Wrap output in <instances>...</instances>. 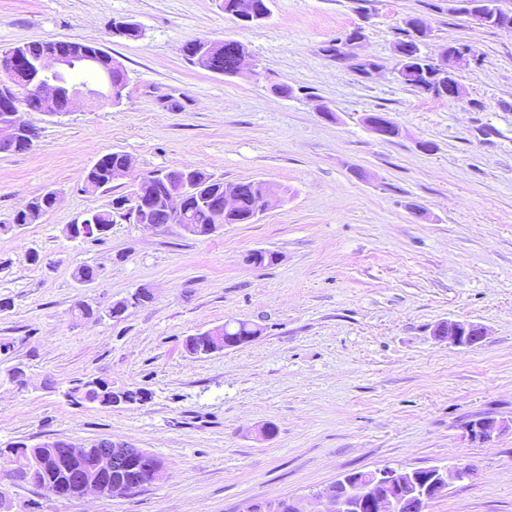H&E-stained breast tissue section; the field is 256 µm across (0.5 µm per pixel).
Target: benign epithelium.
<instances>
[{
	"mask_svg": "<svg viewBox=\"0 0 512 512\" xmlns=\"http://www.w3.org/2000/svg\"><path fill=\"white\" fill-rule=\"evenodd\" d=\"M31 68L26 56L16 47L11 51L0 54V77L9 78L17 66ZM69 68L65 57L50 49L40 59L37 71L32 73L33 89L42 101L43 112L48 114L60 113L58 99L60 83L56 77ZM427 77L432 80L434 87L440 92L452 86L453 95L461 96L462 86L458 78L446 69L435 65L427 71ZM367 124L374 134L387 139L393 137L391 129L395 124L386 116L379 119L371 115ZM37 137L36 129L22 118V111L9 110L0 113V140L11 144L15 152H25L33 146ZM194 169L184 167L170 170L157 179L168 188L167 210L177 219L187 205L186 197L196 194L199 189L189 184ZM253 218H258L271 205L280 199L279 191L270 188V183L262 181ZM153 194L140 191L132 199L125 201L115 199L113 207L130 214L137 224H149L148 215L151 211ZM434 336L440 341H446L457 347L473 346L486 336L485 327L470 320H448L439 323L434 329ZM468 436L474 441L486 442L504 430L503 423L491 417H481L466 426ZM57 447L61 452L54 453L57 462L71 465L74 461L82 460L86 448L73 445L61 440ZM141 464L147 473V482L160 480L164 466L158 464L155 457L140 448L125 446L122 449L105 448L99 451L87 466L74 467V481L78 495L94 493L105 499L117 495H128L136 490L121 481H105L112 471L128 464ZM456 480H471L475 470L470 465L457 466L453 471L446 467L431 466L420 469H391L383 468L364 473H349L340 479V488L328 492L319 500L320 509L317 512H401V492L409 489L417 499L426 504L440 497L448 489V477Z\"/></svg>",
	"mask_w": 512,
	"mask_h": 512,
	"instance_id": "benign-epithelium-1",
	"label": "benign epithelium"
}]
</instances>
